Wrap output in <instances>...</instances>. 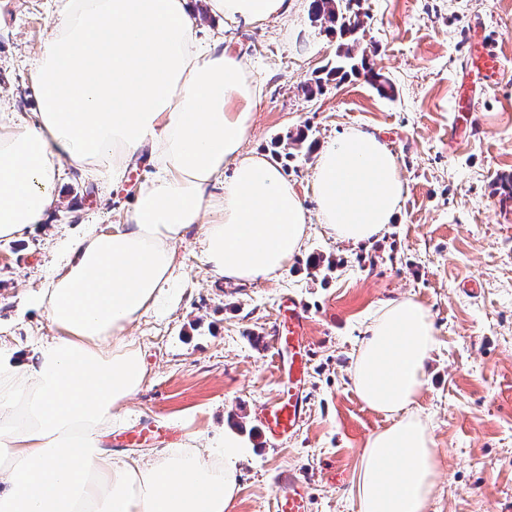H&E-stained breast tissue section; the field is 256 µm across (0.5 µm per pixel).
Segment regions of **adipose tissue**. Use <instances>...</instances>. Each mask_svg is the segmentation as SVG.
Here are the masks:
<instances>
[{"instance_id": "1", "label": "adipose tissue", "mask_w": 512, "mask_h": 512, "mask_svg": "<svg viewBox=\"0 0 512 512\" xmlns=\"http://www.w3.org/2000/svg\"><path fill=\"white\" fill-rule=\"evenodd\" d=\"M195 2L54 0L30 62L37 110L29 120L0 110V240L40 232L69 169L115 184L135 156L154 169L125 223L68 240L35 294L56 336L27 358L0 356V512H230L237 498L236 433L124 460L101 445L144 384L130 330L172 303L176 244L197 231L216 275L271 280L307 235L294 185L243 150L260 92L241 57L197 38ZM206 3L230 23L288 9V0ZM403 193L397 160L374 134L349 129L317 155V210L338 240H377ZM435 336L411 298L384 304L367 327L350 381L390 423L360 455L358 512H427L441 461L415 406Z\"/></svg>"}]
</instances>
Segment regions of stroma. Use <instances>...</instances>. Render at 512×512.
Returning <instances> with one entry per match:
<instances>
[{"mask_svg": "<svg viewBox=\"0 0 512 512\" xmlns=\"http://www.w3.org/2000/svg\"><path fill=\"white\" fill-rule=\"evenodd\" d=\"M288 3L283 15L229 28L199 13V37H223L262 86L245 150L278 162L312 210L316 152L347 129L371 132L397 159L400 214L358 245L312 223L278 278L247 283L216 276L189 232L175 246L178 303L132 329L146 381L112 426L172 433L112 454L147 456L237 427L248 455L233 512H270L288 470L309 476L312 512H357L350 487L361 450L389 420L362 403L350 368L381 305L410 297L428 310L437 339L416 406L442 459L427 512H512V0H359L353 53L391 80V98L361 75L308 94L306 81L333 64L338 41L315 21L311 0ZM52 12L51 0H0V106L26 118L36 110L29 64ZM477 21L495 35L503 68L473 88L475 111L459 131L454 97ZM149 171L145 157L134 158L127 183L114 186L70 170L46 231L0 240L1 351L28 356L53 336L32 307L34 291L66 238L123 222ZM289 295L307 311L306 419L273 446L259 417L277 390L272 336Z\"/></svg>", "mask_w": 512, "mask_h": 512, "instance_id": "obj_1", "label": "stroma"}]
</instances>
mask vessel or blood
<instances>
[{"label":"vessel or blood","instance_id":"obj_1","mask_svg":"<svg viewBox=\"0 0 512 512\" xmlns=\"http://www.w3.org/2000/svg\"><path fill=\"white\" fill-rule=\"evenodd\" d=\"M476 50L472 58L474 71L495 73L500 61L483 26H476ZM288 314L281 322L273 346L288 350V380L279 384L273 402L268 405L260 422L268 443L275 444L284 437L294 435L304 421L306 400V378L308 355L304 338L306 311L298 298H289ZM281 482L283 492L277 493L274 501L275 512H311L312 504L307 483L296 472L285 473Z\"/></svg>","mask_w":512,"mask_h":512}]
</instances>
